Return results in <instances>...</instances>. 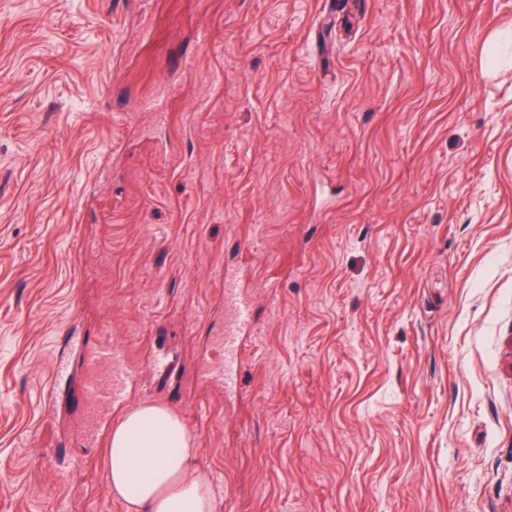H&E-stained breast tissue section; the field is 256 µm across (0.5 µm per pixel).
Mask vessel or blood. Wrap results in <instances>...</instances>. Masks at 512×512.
Here are the masks:
<instances>
[{"mask_svg":"<svg viewBox=\"0 0 512 512\" xmlns=\"http://www.w3.org/2000/svg\"><path fill=\"white\" fill-rule=\"evenodd\" d=\"M224 309L227 319L223 336L218 343L224 352V360L208 369L210 378L220 381L225 392H234L237 388V373L247 338L254 330L252 300L249 292L242 288L237 278L224 279ZM83 366L87 372L105 370L104 381L87 380L85 394L87 398L111 406L124 404L129 388L134 381L131 371L124 362L121 350L103 346L87 352L83 357Z\"/></svg>","mask_w":512,"mask_h":512,"instance_id":"1","label":"vessel or blood"}]
</instances>
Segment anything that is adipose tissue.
<instances>
[{
  "instance_id": "adipose-tissue-1",
  "label": "adipose tissue",
  "mask_w": 512,
  "mask_h": 512,
  "mask_svg": "<svg viewBox=\"0 0 512 512\" xmlns=\"http://www.w3.org/2000/svg\"><path fill=\"white\" fill-rule=\"evenodd\" d=\"M106 455L111 492L127 512H214V492L194 467L185 425L167 408L140 405L124 413Z\"/></svg>"
}]
</instances>
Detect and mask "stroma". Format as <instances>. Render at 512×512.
<instances>
[{"mask_svg": "<svg viewBox=\"0 0 512 512\" xmlns=\"http://www.w3.org/2000/svg\"><path fill=\"white\" fill-rule=\"evenodd\" d=\"M512 0H0V512H126L84 374L215 512H512ZM207 43H199L200 32ZM255 333L206 379L225 270ZM127 406V407H128ZM104 365H108L104 382L89 378L85 384V394L89 399L110 406L123 405L134 376L124 362L122 351L114 346H101L83 357V366L88 373L99 371Z\"/></svg>", "mask_w": 512, "mask_h": 512, "instance_id": "obj_1", "label": "stroma"}]
</instances>
